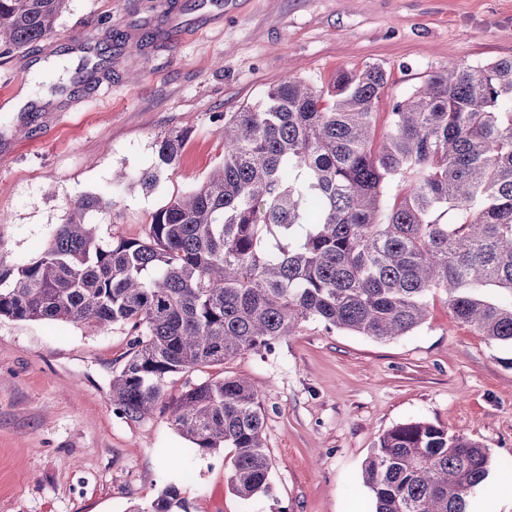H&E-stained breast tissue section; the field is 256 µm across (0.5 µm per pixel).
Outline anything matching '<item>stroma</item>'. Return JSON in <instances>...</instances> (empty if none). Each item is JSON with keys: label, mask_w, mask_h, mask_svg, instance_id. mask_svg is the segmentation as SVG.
Segmentation results:
<instances>
[{"label": "stroma", "mask_w": 512, "mask_h": 512, "mask_svg": "<svg viewBox=\"0 0 512 512\" xmlns=\"http://www.w3.org/2000/svg\"><path fill=\"white\" fill-rule=\"evenodd\" d=\"M88 48L110 60L74 80ZM509 57L512 0H69L44 40L0 55V267L36 261L86 194L112 203L99 240L145 238L152 213L223 160L225 113L258 107L286 77L325 91L338 69L381 67L382 130L393 100L443 66ZM172 130L187 139L162 168L156 142ZM154 166L148 191L137 176ZM130 339L120 324L0 318V512H125L170 485L187 512H373L365 462L412 420L487 448L470 512H512L500 490L512 474V347L456 321L443 292L406 336L311 321L272 353L167 380L168 401L223 376L258 391L273 492L251 501L230 486L231 449L192 450L160 410L139 423L115 415L111 383Z\"/></svg>", "instance_id": "stroma-1"}]
</instances>
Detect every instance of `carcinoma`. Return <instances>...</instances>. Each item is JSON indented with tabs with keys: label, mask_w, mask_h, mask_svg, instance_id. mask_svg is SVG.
<instances>
[{
	"label": "carcinoma",
	"mask_w": 512,
	"mask_h": 512,
	"mask_svg": "<svg viewBox=\"0 0 512 512\" xmlns=\"http://www.w3.org/2000/svg\"><path fill=\"white\" fill-rule=\"evenodd\" d=\"M68 0H0V49L51 34ZM378 66L336 73L331 99L288 78L257 108L224 113V158L151 216L143 239L102 244L112 203L70 202L36 262L0 268V318L123 324L131 352L112 405L139 422L166 380L222 365L317 321L385 341L418 331L435 290L453 318L512 345V58L456 63L393 102ZM185 142L157 143L158 165ZM166 410L201 453L233 449L243 499L271 494L265 410L245 380L193 383ZM479 443L426 421L387 430L363 471L374 512H468L488 477ZM187 512L177 487L145 509Z\"/></svg>",
	"instance_id": "cac0c4a2"
}]
</instances>
